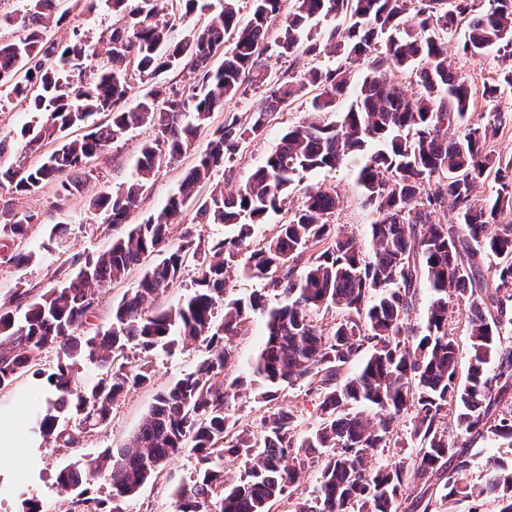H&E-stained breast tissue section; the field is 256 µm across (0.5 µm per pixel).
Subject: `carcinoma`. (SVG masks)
Listing matches in <instances>:
<instances>
[{"label":"carcinoma","instance_id":"obj_1","mask_svg":"<svg viewBox=\"0 0 512 512\" xmlns=\"http://www.w3.org/2000/svg\"><path fill=\"white\" fill-rule=\"evenodd\" d=\"M21 2L16 16H0V26L14 27L0 39V98L39 118L21 129L20 145L0 139V160L19 148L38 161L0 163V189L26 196L52 184L67 200L132 131L150 126L156 138L141 144L133 181L91 201L109 223L125 225L110 247L86 256L40 295L16 292L0 303V389L30 370V352L57 350L50 373L34 371L54 387L40 429L48 442L76 448L84 434L112 421L128 391L153 384V353L179 340L205 347L191 372L157 394L124 446L60 473L59 492L103 478L112 498L130 499L188 449L195 474L176 491L178 512H271L284 499L294 501V512H399L410 486L423 512H456L463 500L471 502L469 512H485L487 504L512 512V455L492 458L483 483L472 484L467 445L449 443L445 423L452 409L470 439L512 446V343L503 336L512 328V219L503 221L512 214V155L489 148L501 112L472 122L476 90L448 60V40L461 32L464 53L511 61L512 0H251L243 27L239 0H221L218 16L180 39V21L209 9L208 0H112L116 21L102 52L76 28L64 45L48 36L67 19L56 0ZM271 46L296 61L324 55L343 63L273 77L263 58ZM364 57L369 72L359 80L353 64ZM174 71L179 84L171 86L165 75ZM409 72L416 77L412 92L395 80ZM136 82L147 91L131 101ZM354 82V99L343 110L339 97ZM248 85L265 88L256 110L212 126L213 112ZM311 91L313 111L334 112L336 120L288 128L263 164L236 180L226 163ZM506 92L512 94V66L483 87L482 97L494 101ZM203 133L206 148L161 211L128 223L152 178L195 150ZM348 163L355 164L364 207L375 214L370 256L330 222L342 203L336 190H308L296 206L290 200L297 174ZM219 171L224 185L200 197ZM490 177L496 189L479 203L476 191ZM190 206L195 223L186 224ZM272 212L284 213L282 224L254 242ZM38 223L39 213L0 203V249L20 245ZM198 224H227L233 234L206 240ZM490 258L493 291L484 288ZM240 264L281 303L269 304L260 292L229 295L225 274ZM139 265L137 287L113 303L102 337L85 336L100 296ZM191 265L190 294L168 309L153 308L182 285ZM423 290L429 303L418 330L410 317ZM452 298L466 310L463 377L460 347L448 332ZM22 302L18 319L12 304ZM329 307L342 317L326 333L311 313ZM255 311L264 335L252 379L230 380L232 338ZM83 362L103 370L85 394L76 392ZM297 383L317 399L319 420L306 434L286 404L268 408L258 433L237 429L228 409L237 389L249 385L267 403ZM402 416L410 419L414 452L397 451L374 465L377 449L405 447L392 439ZM312 461L317 485L302 498L300 476ZM228 462L240 464L234 484L224 479ZM74 504L80 512H112L109 500L85 490Z\"/></svg>","mask_w":512,"mask_h":512}]
</instances>
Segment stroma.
Here are the masks:
<instances>
[{
	"mask_svg": "<svg viewBox=\"0 0 512 512\" xmlns=\"http://www.w3.org/2000/svg\"><path fill=\"white\" fill-rule=\"evenodd\" d=\"M319 118V113L313 112L311 98L307 95L281 112L262 139L234 155L231 167L237 179H246L264 161L288 127ZM153 137L152 128L143 127L134 131L126 141L115 145L106 157L95 164L82 193L69 200H58L54 189L49 186L29 196L12 198L11 204L16 210L39 212L41 221L29 227L22 243L23 249L33 255L28 265L18 266L0 257V302L10 300L17 291L26 290L33 295L45 291L55 283L59 270L74 263L82 264L87 255L105 250L111 244L117 234L116 229L108 226L103 213L90 208L89 201L94 195L112 191L131 179L140 143ZM193 161V155L189 154L180 163L162 169L154 177L138 209L130 216V223H139L158 213L176 191L184 168ZM300 185V191L292 195L293 201H300L301 191L306 187L336 189L342 195L343 203L333 217L334 224L343 232L366 239L374 215L364 207L351 169L339 167L311 172L304 175ZM58 223L68 227L66 246L50 253L44 250L43 244L48 239L51 226ZM202 355V350L194 345L155 354L152 361L155 371L153 386L131 391L122 399L111 423L86 434L79 450L44 443L36 448L19 449L14 459L0 461V512H23L24 502L30 500L39 502L43 512H74L71 497L61 495L57 490L58 473L77 466L83 456H95L107 449L122 447L143 423L157 392L191 371ZM194 467L195 460L189 454L174 458L135 497L120 502L117 512H177L176 491L189 483Z\"/></svg>",
	"mask_w": 512,
	"mask_h": 512,
	"instance_id": "35a3bbf8",
	"label": "stroma"
}]
</instances>
